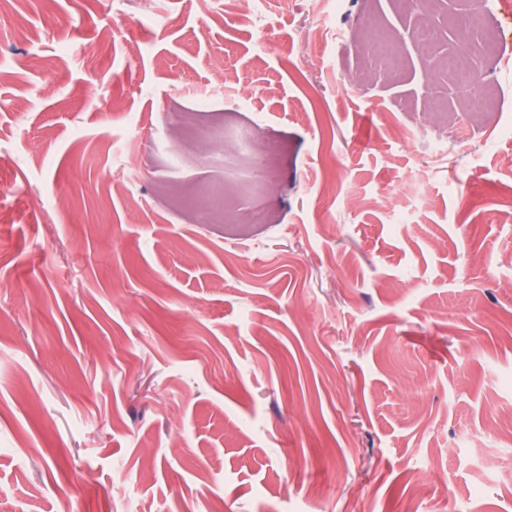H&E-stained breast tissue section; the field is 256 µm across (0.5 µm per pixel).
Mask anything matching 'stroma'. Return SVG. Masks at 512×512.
<instances>
[{"label": "stroma", "instance_id": "35a3bbf8", "mask_svg": "<svg viewBox=\"0 0 512 512\" xmlns=\"http://www.w3.org/2000/svg\"><path fill=\"white\" fill-rule=\"evenodd\" d=\"M472 7L0 0V512H512V0L493 56ZM459 53L498 109L443 129ZM221 124L284 147L244 237L163 189L262 178Z\"/></svg>", "mask_w": 512, "mask_h": 512}]
</instances>
